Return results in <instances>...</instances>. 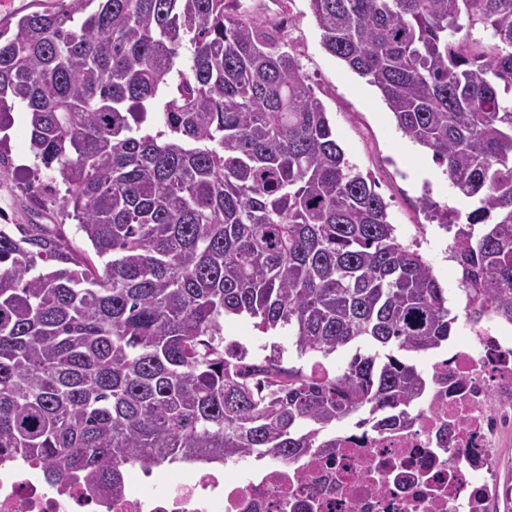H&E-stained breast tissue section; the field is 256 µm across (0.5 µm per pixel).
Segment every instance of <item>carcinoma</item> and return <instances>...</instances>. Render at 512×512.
<instances>
[{
    "label": "carcinoma",
    "instance_id": "cac0c4a2",
    "mask_svg": "<svg viewBox=\"0 0 512 512\" xmlns=\"http://www.w3.org/2000/svg\"><path fill=\"white\" fill-rule=\"evenodd\" d=\"M468 203L470 305L512 322V0H309ZM466 18V24L460 18ZM65 185L59 224H0V458L117 494L126 468L331 453L411 423L457 316L336 141L280 28L241 0H57L0 28V131ZM288 331L330 374L224 345Z\"/></svg>",
    "mask_w": 512,
    "mask_h": 512
}]
</instances>
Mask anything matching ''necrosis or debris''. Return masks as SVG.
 <instances>
[{
	"mask_svg": "<svg viewBox=\"0 0 512 512\" xmlns=\"http://www.w3.org/2000/svg\"><path fill=\"white\" fill-rule=\"evenodd\" d=\"M412 425L351 424L336 450L174 481L131 480L122 493L84 481L50 486L39 469L0 459V512H512V322L465 318L429 368Z\"/></svg>",
	"mask_w": 512,
	"mask_h": 512,
	"instance_id": "1",
	"label": "necrosis or debris"
}]
</instances>
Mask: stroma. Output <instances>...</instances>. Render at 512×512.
Instances as JSON below:
<instances>
[{
	"label": "stroma",
	"mask_w": 512,
	"mask_h": 512,
	"mask_svg": "<svg viewBox=\"0 0 512 512\" xmlns=\"http://www.w3.org/2000/svg\"><path fill=\"white\" fill-rule=\"evenodd\" d=\"M246 2L257 19L281 25L283 40L309 76L350 163L375 181L404 244L432 265L449 297H457L461 270L449 259L454 234L442 226L454 212L465 211L466 204L431 152L403 134L376 86L325 51L308 0ZM7 155L9 164L0 170V224H58L75 237V222L60 207L59 174L35 168L26 111L20 105L11 113ZM224 341L243 344L257 361L276 347L284 366L307 368L313 361L298 355L287 332L261 333L243 316L225 317Z\"/></svg>",
	"instance_id": "35a3bbf8"
}]
</instances>
